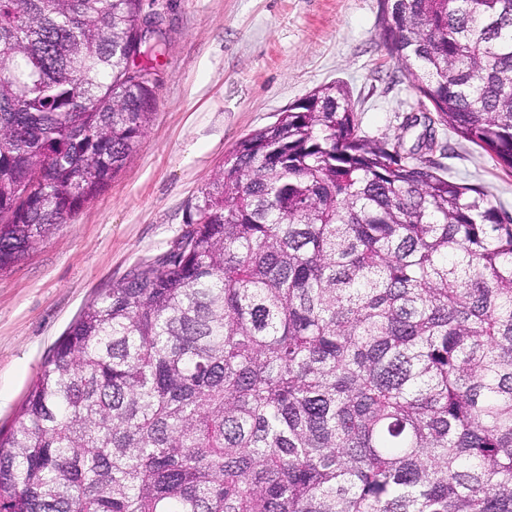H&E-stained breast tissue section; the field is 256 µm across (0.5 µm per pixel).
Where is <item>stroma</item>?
<instances>
[{"mask_svg": "<svg viewBox=\"0 0 512 512\" xmlns=\"http://www.w3.org/2000/svg\"><path fill=\"white\" fill-rule=\"evenodd\" d=\"M164 80L130 163L66 224L0 271V429L81 308L185 230L191 203L235 144L323 85L342 81L369 136L404 134L418 95L384 43L381 0H167ZM451 176L512 211V176L446 128Z\"/></svg>", "mask_w": 512, "mask_h": 512, "instance_id": "35a3bbf8", "label": "stroma"}]
</instances>
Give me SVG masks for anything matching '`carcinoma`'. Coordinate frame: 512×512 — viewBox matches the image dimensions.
<instances>
[{
  "label": "carcinoma",
  "instance_id": "carcinoma-1",
  "mask_svg": "<svg viewBox=\"0 0 512 512\" xmlns=\"http://www.w3.org/2000/svg\"><path fill=\"white\" fill-rule=\"evenodd\" d=\"M144 0H0V270L103 192L158 85ZM425 133L340 83L238 142L0 431V512H512V0H383ZM437 136L448 142L456 150V157L441 159L449 168L448 174L467 184L483 186L489 194L512 211V176L497 170L487 156L470 144L458 145L457 138L442 126H438Z\"/></svg>",
  "mask_w": 512,
  "mask_h": 512
}]
</instances>
